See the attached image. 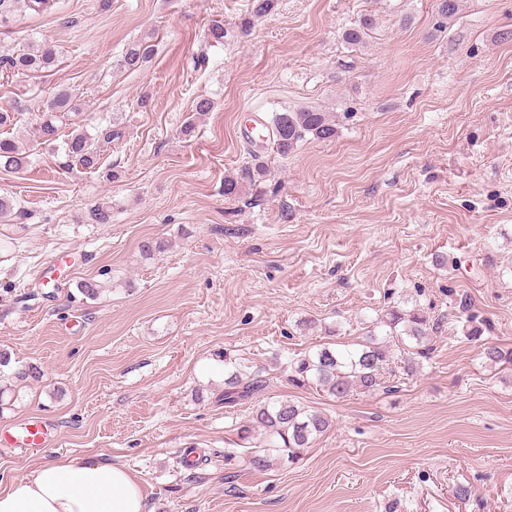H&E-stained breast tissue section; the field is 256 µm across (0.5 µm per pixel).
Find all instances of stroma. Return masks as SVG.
Wrapping results in <instances>:
<instances>
[{
  "label": "stroma",
  "mask_w": 512,
  "mask_h": 512,
  "mask_svg": "<svg viewBox=\"0 0 512 512\" xmlns=\"http://www.w3.org/2000/svg\"><path fill=\"white\" fill-rule=\"evenodd\" d=\"M250 0H57L0 29V55L48 41L52 70L0 78V108L31 163L0 172L26 223L0 221V429L46 418L54 437L0 446V490L42 464L124 465L150 512H512V0H279L250 35ZM363 43L341 34L361 16ZM155 52L120 68L130 41ZM204 64H196L198 52ZM77 124H110L99 169H62L33 129L56 90ZM214 108L196 114L197 98ZM313 105L335 139L281 157L248 138L254 115ZM191 134H184L186 122ZM268 173L224 194L253 157ZM106 224L88 223L99 204ZM164 242L146 257L145 240ZM105 278L98 300L80 281ZM432 328L428 357L393 391L336 399L293 382L317 348L362 341L393 306ZM479 327L480 340L469 338ZM33 365L39 378L9 380ZM259 373L265 397L325 413L331 430L297 460H249V409L224 405L229 371ZM196 448L207 465L181 466Z\"/></svg>",
  "instance_id": "1"
}]
</instances>
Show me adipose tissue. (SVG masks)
<instances>
[{
  "label": "adipose tissue",
  "instance_id": "1",
  "mask_svg": "<svg viewBox=\"0 0 512 512\" xmlns=\"http://www.w3.org/2000/svg\"><path fill=\"white\" fill-rule=\"evenodd\" d=\"M0 512H147L138 481L122 466L91 459L43 464L0 492Z\"/></svg>",
  "mask_w": 512,
  "mask_h": 512
}]
</instances>
